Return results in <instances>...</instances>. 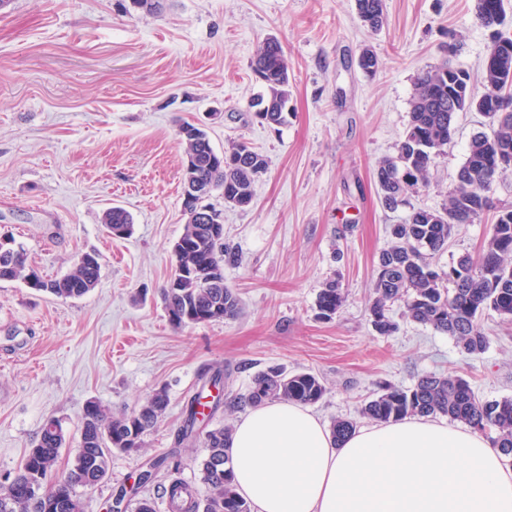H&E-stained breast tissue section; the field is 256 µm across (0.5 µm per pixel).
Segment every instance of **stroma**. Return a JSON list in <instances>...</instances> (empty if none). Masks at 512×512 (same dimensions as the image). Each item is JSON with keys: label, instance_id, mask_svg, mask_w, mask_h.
Instances as JSON below:
<instances>
[{"label": "stroma", "instance_id": "stroma-1", "mask_svg": "<svg viewBox=\"0 0 512 512\" xmlns=\"http://www.w3.org/2000/svg\"><path fill=\"white\" fill-rule=\"evenodd\" d=\"M385 5L376 31L355 0H164L155 14L130 0H11L0 10V237H14L46 280L67 275L85 253L101 263L97 286L79 298L0 282V477L21 465L47 419L70 442L59 460L66 470L88 401L118 414L162 389L169 405L143 449L113 452L107 479L82 496L88 512H110L120 491L127 503L148 498L167 512L158 489L166 469L147 484L140 474L166 456L199 484L205 432L246 415L234 397L273 365L322 378L326 393L311 410L327 425L357 417L380 385L410 387L429 372L464 376L483 400L512 397V322L483 315L487 348L468 356L450 336L407 318L401 304L391 307V335L369 321L390 225L411 208L447 202L486 120L457 115L428 183L398 209L383 206L374 171L397 154L418 74L446 62L468 70L482 91L492 41L476 0ZM271 34L290 78V116L277 130L249 109L261 91L250 62ZM366 49L379 60L372 76L358 66ZM183 122L202 124L220 152L250 144L268 170L249 208L211 196L239 255L224 283L238 294L240 314L177 331L160 290L187 222ZM112 206L131 214V236L107 235L102 218ZM491 222L486 214L458 225L436 263L477 254ZM333 278L346 302L325 321L316 300ZM217 369L221 406L179 441L187 400Z\"/></svg>", "mask_w": 512, "mask_h": 512}]
</instances>
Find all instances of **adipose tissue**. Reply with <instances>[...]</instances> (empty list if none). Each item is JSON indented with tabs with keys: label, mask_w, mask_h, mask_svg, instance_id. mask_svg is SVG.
<instances>
[{
	"label": "adipose tissue",
	"mask_w": 512,
	"mask_h": 512,
	"mask_svg": "<svg viewBox=\"0 0 512 512\" xmlns=\"http://www.w3.org/2000/svg\"><path fill=\"white\" fill-rule=\"evenodd\" d=\"M228 454L254 512H512V465L483 434L425 416L334 440L306 407L269 402Z\"/></svg>",
	"instance_id": "obj_1"
}]
</instances>
